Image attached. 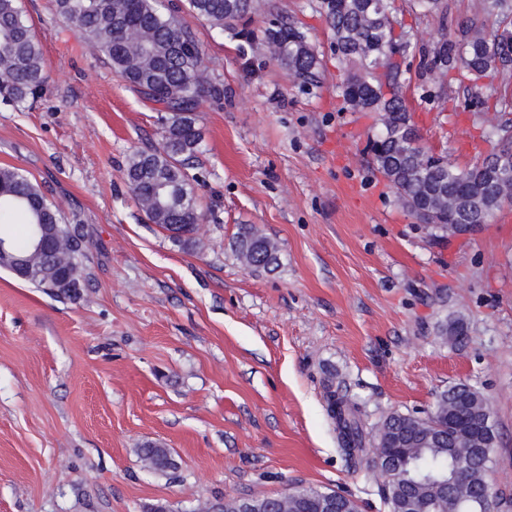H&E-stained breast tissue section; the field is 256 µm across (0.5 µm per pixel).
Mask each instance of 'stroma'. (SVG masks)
Instances as JSON below:
<instances>
[{"label":"stroma","mask_w":512,"mask_h":512,"mask_svg":"<svg viewBox=\"0 0 512 512\" xmlns=\"http://www.w3.org/2000/svg\"><path fill=\"white\" fill-rule=\"evenodd\" d=\"M274 2L318 54L319 86L295 84L262 40L182 16L224 87L199 108L204 220L185 249L124 178L132 152L160 139L157 111L53 18L51 0H20L49 83L34 105L0 104V167L24 170L80 223L87 257L74 301L0 269V512H195L291 485L386 512L342 450L327 389L357 405L370 438L458 383L488 400L493 482L512 493V206L472 238L431 237L368 163L378 116L345 102L317 0ZM392 6L418 44L401 92L424 145L474 164L494 115L479 123L438 98L512 84L439 87L421 66L438 18ZM241 224L276 243L275 271L237 259ZM447 318L466 324L462 342L438 337ZM147 442L170 448L178 470L145 469Z\"/></svg>","instance_id":"obj_1"}]
</instances>
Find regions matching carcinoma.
I'll use <instances>...</instances> for the list:
<instances>
[{"label":"carcinoma","instance_id":"obj_1","mask_svg":"<svg viewBox=\"0 0 512 512\" xmlns=\"http://www.w3.org/2000/svg\"><path fill=\"white\" fill-rule=\"evenodd\" d=\"M255 0H52L56 19L71 27L110 67L119 80L145 100L159 105L160 141L134 151L125 175L138 204L160 228L183 225L194 243V224L201 211L196 179L190 173L200 151L198 106L209 96L220 99L224 88L207 80L203 51L193 31L182 22L188 12L221 30L250 39L249 25ZM425 13L448 19L447 0H415ZM318 11L332 32L336 57L345 70L341 89L356 111L375 112L381 133L370 142L371 164L393 186L402 207L425 224L436 238L448 236V225L486 224L512 205V99L505 96L468 98L451 104L453 112L474 111L502 116L486 139L490 151L481 164L507 172L506 179L484 178L477 165L460 168L443 155L428 151L411 122L399 95L402 64L412 49L409 36L395 34L392 0H318ZM486 17L444 23L436 33L432 56L424 68L439 85L479 79L488 74L503 79L512 75V47L497 42L500 29L512 27V0H491ZM271 58L286 67L302 86L320 83L319 59L306 35L275 14L263 30ZM48 75L43 49L26 21L18 0H0V104L19 106L34 102L47 91ZM23 224L14 233L4 231L16 253L31 248L33 225L54 224L60 239L59 259L82 276L84 238L79 225L67 223L42 187L20 168L0 167V225ZM238 259L248 268L273 271L279 266L278 247L241 224L235 238ZM29 282L45 287L54 268L32 258ZM443 340L456 342L466 335L459 320L442 321ZM329 411L340 429L342 444L356 465L365 466L379 482L387 509L425 496L435 499L434 512H451L456 499L483 496L482 482L491 468V449L472 448L466 436L477 432L474 414L484 413L478 390L457 384L436 396L424 417L391 413L379 426L371 447L365 446L361 419L353 404L330 396ZM469 453L467 470H456L458 456ZM138 455L148 467L168 472L171 451L146 442ZM336 497V512H359L357 502L333 490L303 488L285 499L270 496L226 497L221 512H320L318 503Z\"/></svg>","mask_w":512,"mask_h":512}]
</instances>
